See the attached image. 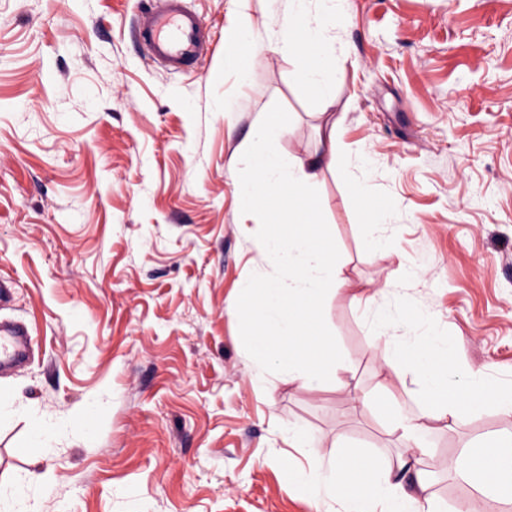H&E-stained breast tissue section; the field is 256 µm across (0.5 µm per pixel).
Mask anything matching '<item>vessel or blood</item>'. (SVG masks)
I'll return each mask as SVG.
<instances>
[{
  "mask_svg": "<svg viewBox=\"0 0 512 512\" xmlns=\"http://www.w3.org/2000/svg\"><path fill=\"white\" fill-rule=\"evenodd\" d=\"M138 37L148 58L173 73L198 63L208 44L200 16L182 0H147L139 13ZM30 347L23 324L0 321V372L21 367Z\"/></svg>",
  "mask_w": 512,
  "mask_h": 512,
  "instance_id": "b4317fda",
  "label": "vessel or blood"
}]
</instances>
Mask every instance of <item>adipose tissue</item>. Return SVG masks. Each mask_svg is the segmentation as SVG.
I'll return each mask as SVG.
<instances>
[{
	"instance_id": "ef3b65f1",
	"label": "adipose tissue",
	"mask_w": 512,
	"mask_h": 512,
	"mask_svg": "<svg viewBox=\"0 0 512 512\" xmlns=\"http://www.w3.org/2000/svg\"><path fill=\"white\" fill-rule=\"evenodd\" d=\"M317 2V10L302 7L289 14L279 43L293 56L314 58L301 78L325 100L329 93L322 78L336 64V30L345 16L346 0ZM284 132L276 121H268L241 147L253 169L252 178L236 187L241 204L259 218L287 226L289 232L257 241V249L276 259L285 272L246 288L235 313L253 360L275 362L292 382L331 381L343 388L349 367L320 317L328 290L345 285L334 248L336 227L324 223L304 202L320 172L336 160L338 131L335 123H324L316 150L288 162L268 149ZM379 355L387 365L403 364L418 372L421 396L432 405L431 414H406L394 393L383 390L381 401L391 415V431L402 443L395 462L380 464L371 455L342 449L323 458L311 473L301 474L302 488L317 503L326 497L339 500L342 512H437L425 494L428 476L419 467L430 423L451 424L482 409L510 415L512 391L489 386L476 376L463 388H453L448 383V348L433 339L395 341ZM457 467L477 494L459 503L455 512H490L493 503L512 501L511 435L478 439L461 452Z\"/></svg>"
}]
</instances>
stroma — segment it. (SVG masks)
Returning a JSON list of instances; mask_svg holds the SVG:
<instances>
[{"label":"stroma","instance_id":"35a3bbf8","mask_svg":"<svg viewBox=\"0 0 512 512\" xmlns=\"http://www.w3.org/2000/svg\"><path fill=\"white\" fill-rule=\"evenodd\" d=\"M186 4L211 52L170 73L137 39L143 0H0V319L33 347L0 376L8 512H340L289 471L341 444L393 458L382 389L428 410L418 376L371 346L380 310L390 336L447 341L454 384L512 389V0H347L329 108L277 45L289 0ZM245 17L244 76L224 60ZM326 108L336 165L308 203L335 225L347 281L322 311L345 390L253 361L231 311L277 267L255 246L270 225L236 197L239 146L273 114V151L306 156ZM508 431L512 416L482 411L428 434L443 506L475 494L461 449Z\"/></svg>","mask_w":512,"mask_h":512}]
</instances>
